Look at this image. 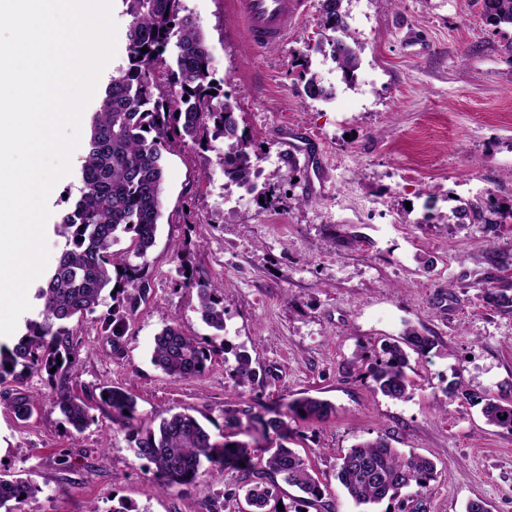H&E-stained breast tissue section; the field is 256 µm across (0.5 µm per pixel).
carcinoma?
Masks as SVG:
<instances>
[{
    "mask_svg": "<svg viewBox=\"0 0 512 512\" xmlns=\"http://www.w3.org/2000/svg\"><path fill=\"white\" fill-rule=\"evenodd\" d=\"M486 23L512 27V0H481ZM129 17L128 62L116 69L93 113L84 146L79 198L54 225L65 238L55 266L36 289L40 302L34 318L25 321L24 333L13 346L0 345V384L19 382L31 373H47L62 420L76 431L93 421L96 409L119 419L132 431L136 456L153 465L162 489L194 482L203 462L223 476L224 465L240 469L245 498L252 512L268 510L277 500L279 482L298 488L302 512L308 504L322 502L321 483L306 461L285 442L291 440L287 417L320 419L333 411L326 400L303 397L288 404V412L273 408L253 412L252 406L224 410V429L261 434L253 442L212 441L211 435L192 414L167 411L156 430H140L135 424V401L121 390L108 389L106 397L86 400L69 389L67 368L79 354L80 338L70 324L81 323L103 303L112 300L103 318L112 336L113 351H122L127 320L135 315L151 290L143 267L128 261V252L144 258L155 243L162 217L165 183L164 154L178 144L211 148L218 153L224 175L252 193L257 185L252 143L239 130L237 106L215 81L213 56L207 39L184 0H123ZM343 0H321L320 27L323 40L313 50L335 64L343 82L355 81L361 65L362 42L348 28ZM148 52L141 53V48ZM216 94H210V91ZM303 92L311 99H329L332 93L315 74L305 79ZM470 224H489L486 207L470 203L457 213ZM127 238L130 251L112 247ZM183 286L197 290L202 320L224 330V288L204 278L194 268ZM487 304L511 308L507 289L481 286ZM433 345L428 336L412 330L382 349L383 357L370 369L375 388L394 400L407 398L410 382L405 368L408 351L424 354ZM214 354V346L187 334L174 319L165 322L155 336L152 361L166 375L188 379L202 373ZM235 380L249 384L256 377L252 359L235 353ZM55 372H50V369ZM0 400L20 423L33 413L30 395L4 390ZM488 424L512 434V402L489 399L483 407ZM337 479L353 502L377 505L400 497L411 489L419 497L434 478V465L426 457L402 455L382 436L349 449L340 457ZM38 485L30 477L0 472V509L18 512L19 505L35 497ZM26 497H21V494Z\"/></svg>",
    "mask_w": 512,
    "mask_h": 512,
    "instance_id": "obj_1",
    "label": "carcinoma"
}]
</instances>
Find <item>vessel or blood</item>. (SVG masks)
Wrapping results in <instances>:
<instances>
[{"label":"vessel or blood","mask_w":512,"mask_h":512,"mask_svg":"<svg viewBox=\"0 0 512 512\" xmlns=\"http://www.w3.org/2000/svg\"><path fill=\"white\" fill-rule=\"evenodd\" d=\"M236 12L251 50L263 52L281 43L303 11V0H236Z\"/></svg>","instance_id":"b4317fda"}]
</instances>
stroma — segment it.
<instances>
[{
  "mask_svg": "<svg viewBox=\"0 0 512 512\" xmlns=\"http://www.w3.org/2000/svg\"><path fill=\"white\" fill-rule=\"evenodd\" d=\"M235 0H186L205 31L215 77L236 102L258 153L259 190L229 181L216 152L193 144L166 155L164 216L146 257L151 291L114 353L99 315L78 326L81 352L69 371L80 395L131 394L140 428L163 412L196 416L213 440L224 411L311 396L328 418L289 421L290 446L325 487L308 512H361L336 478L339 457L385 437L403 454L432 459L426 512H512V434L486 423V399L512 401V308L488 305L481 284L512 289V224L497 233L458 223L485 202L491 219L512 210L511 27L487 25L479 0H343L363 51L355 83L314 52L320 0H306L288 37L259 54L247 48ZM309 63L333 99L307 98L298 80ZM312 135L319 160L287 154L282 126ZM82 150L48 199L50 263L65 240L53 226L77 194ZM291 171L289 180L279 174ZM224 287V330L207 326L183 265ZM217 352L190 379L151 361L167 319ZM416 329L433 341L411 354L408 398L392 400L367 372L384 344ZM255 381L239 385L236 352ZM39 408L17 424L0 405V470L31 477L40 491L21 512H247L239 472L201 467L191 485L162 490L128 432L96 415L84 431L64 424L44 376L22 383Z\"/></svg>",
  "mask_w": 512,
  "mask_h": 512,
  "instance_id": "1",
  "label": "stroma"
}]
</instances>
